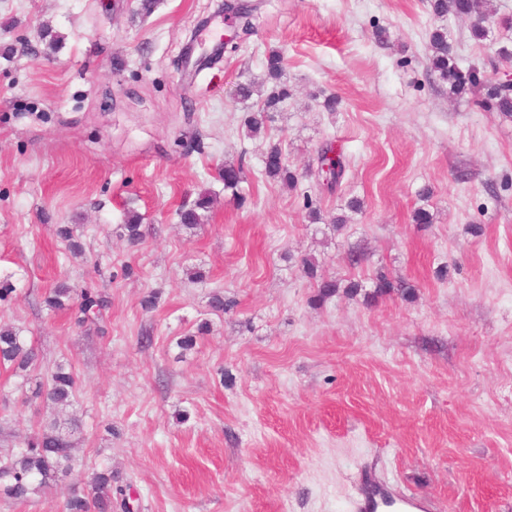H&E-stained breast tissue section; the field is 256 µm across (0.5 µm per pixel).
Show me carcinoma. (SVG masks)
<instances>
[{"mask_svg": "<svg viewBox=\"0 0 512 512\" xmlns=\"http://www.w3.org/2000/svg\"><path fill=\"white\" fill-rule=\"evenodd\" d=\"M434 16L443 19L449 16L466 18L470 22V32L474 39L484 41L488 38L489 26L497 14L494 0H429ZM430 72L447 87L448 97L462 98L467 94L484 91L481 104L505 116H512V87L499 83L474 66L462 68L452 45L448 42L447 29H436L430 38L428 57ZM268 79L275 82L272 91L266 96L262 107L247 113L244 119L246 135L259 136L274 119V110L286 101L291 92L288 85L280 83L282 60L277 54L267 59ZM318 163L328 166L326 177H336V183L328 190H339L348 175L349 165L342 149L331 143L323 145L318 151ZM266 176L278 179L286 185L297 182V173L288 164L280 147L273 145L264 153L263 163ZM224 188L236 190L245 179L243 167L233 164L224 165L221 173ZM212 199L205 193L198 194L192 207L180 212V224L194 229L202 223V213L211 207ZM141 218L136 213L127 216L125 223L119 225L120 236L131 246L137 245L142 237ZM305 275L317 281L319 300L324 301L336 295L340 285L332 279L317 280V268L314 258L303 261ZM72 289L60 286L54 289L46 299V304L55 310L69 307ZM77 321L82 323L103 316L109 309V301L96 288H81L77 291ZM35 360L34 349L29 347L19 331L13 326L0 324V366L8 365L16 374L27 371ZM76 379L73 373L63 367H57L51 376V386L47 400L54 405L53 417L37 432L27 437L24 447L0 461V498L6 501L24 502L37 494L42 487L56 481L59 476L68 473L71 468L72 451L78 440L75 434L80 428L66 413L75 395ZM112 471L101 470L93 474L90 486L75 483L69 488L64 502V512H112V493L122 497L125 510H130L123 488H112Z\"/></svg>", "mask_w": 512, "mask_h": 512, "instance_id": "obj_1", "label": "carcinoma"}]
</instances>
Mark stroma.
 I'll use <instances>...</instances> for the list:
<instances>
[{
	"instance_id": "1",
	"label": "stroma",
	"mask_w": 512,
	"mask_h": 512,
	"mask_svg": "<svg viewBox=\"0 0 512 512\" xmlns=\"http://www.w3.org/2000/svg\"><path fill=\"white\" fill-rule=\"evenodd\" d=\"M253 2V34L189 86L172 61L214 0L147 17L140 0H0V282L15 290L0 323L37 352L27 372L0 367V458L49 420L35 390L56 365L82 426L68 480L0 512H60L69 482L104 468L134 512H348L369 475L444 512H512V118L449 99L428 70L437 25L480 68L512 29L476 43L427 0ZM274 52L292 95L250 139ZM328 140L349 161L334 193L315 161ZM271 144L294 188L264 174ZM229 163L245 169L235 193ZM203 191L215 205L186 230L178 211ZM352 198L343 228L309 223ZM421 206L432 223L414 222ZM130 209L134 247L115 232ZM305 256L362 293L318 300ZM381 271L391 291L366 300ZM61 283L100 289L103 322L48 309Z\"/></svg>"
}]
</instances>
